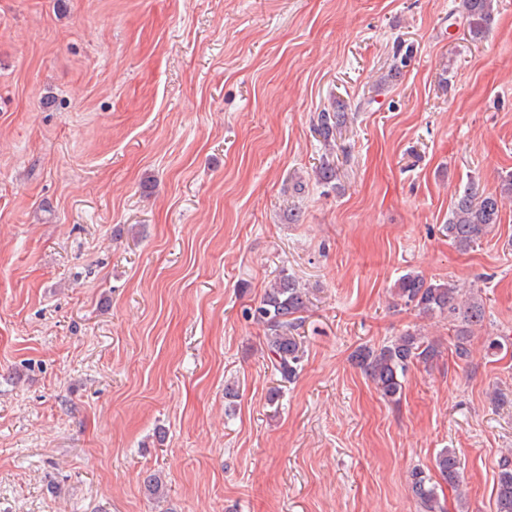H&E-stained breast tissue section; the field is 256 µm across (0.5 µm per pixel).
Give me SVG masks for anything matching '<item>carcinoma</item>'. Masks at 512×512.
Here are the masks:
<instances>
[{"label": "carcinoma", "instance_id": "obj_1", "mask_svg": "<svg viewBox=\"0 0 512 512\" xmlns=\"http://www.w3.org/2000/svg\"><path fill=\"white\" fill-rule=\"evenodd\" d=\"M494 0H459L458 12L465 19L470 37H485L493 19ZM344 105L318 113L315 131L324 140L334 137L336 130L347 123ZM512 199V174L501 180L496 192H487L479 181L469 180L455 195L444 230L448 240L459 250H468L500 223L504 201ZM396 295L424 315L448 318L455 332L454 350L460 359L469 356L468 343L474 328L482 325L485 307L479 294L471 292L461 298L460 285L450 280L434 283L417 273L401 276L395 284ZM306 307V294L296 280L284 275L269 288L247 315L266 330V345L273 356L275 370L284 380H292L304 354L302 341L295 335L298 314ZM439 356L438 345L424 336L407 333L377 350L363 348L355 360L371 379L377 391L387 400H395L402 390V381L410 366L427 364ZM439 477L454 489L464 481L460 460L453 448L442 449L435 459ZM411 492L419 512H441L432 479L420 470L411 472ZM495 512H512V467L498 474Z\"/></svg>", "mask_w": 512, "mask_h": 512}]
</instances>
